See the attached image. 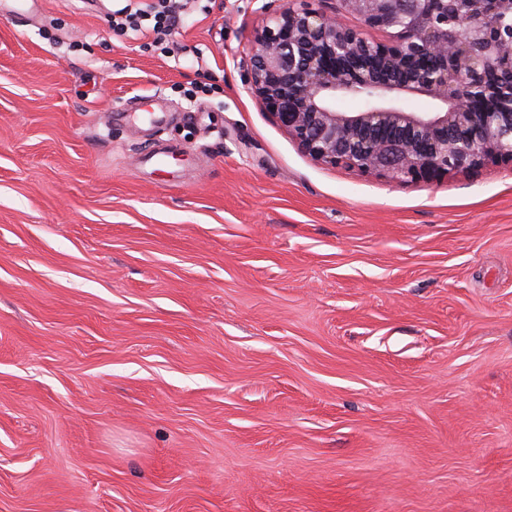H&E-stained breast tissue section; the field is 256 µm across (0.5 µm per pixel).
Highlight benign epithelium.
<instances>
[{"label":"benign epithelium","instance_id":"7a95c632","mask_svg":"<svg viewBox=\"0 0 512 512\" xmlns=\"http://www.w3.org/2000/svg\"><path fill=\"white\" fill-rule=\"evenodd\" d=\"M336 2L283 0L249 47L251 93L305 154L396 182L512 161V0ZM405 93L436 110L405 111Z\"/></svg>","mask_w":512,"mask_h":512}]
</instances>
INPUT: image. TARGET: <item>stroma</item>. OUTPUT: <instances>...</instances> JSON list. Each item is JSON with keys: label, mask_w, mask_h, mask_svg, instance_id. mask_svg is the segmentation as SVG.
I'll list each match as a JSON object with an SVG mask.
<instances>
[{"label": "stroma", "mask_w": 512, "mask_h": 512, "mask_svg": "<svg viewBox=\"0 0 512 512\" xmlns=\"http://www.w3.org/2000/svg\"><path fill=\"white\" fill-rule=\"evenodd\" d=\"M117 7L0 0V512H512V162L318 164L279 0ZM168 1V6H164L162 11H157L153 16L147 11L137 8L134 12H128L130 4H125L122 8L117 9L113 14H125V19L122 22H117V25H129L130 29L134 32H140L142 35L146 33H153L154 42L163 43L166 37L170 35V31L175 27L183 18V13L179 10V2L181 0H164ZM150 17V18H149ZM147 22V25L145 24Z\"/></svg>", "instance_id": "stroma-1"}]
</instances>
